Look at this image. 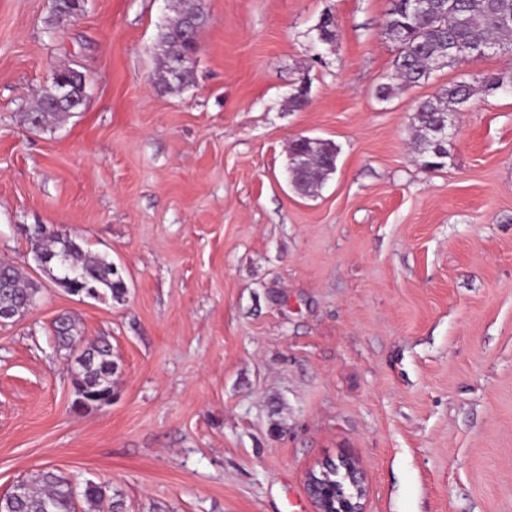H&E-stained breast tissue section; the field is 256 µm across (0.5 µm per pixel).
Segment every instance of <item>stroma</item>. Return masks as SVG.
Masks as SVG:
<instances>
[{"label":"stroma","instance_id":"1","mask_svg":"<svg viewBox=\"0 0 512 512\" xmlns=\"http://www.w3.org/2000/svg\"><path fill=\"white\" fill-rule=\"evenodd\" d=\"M201 3L193 82L166 93L178 0H85L66 23L0 0V263L33 276L40 224L125 284L97 301L45 279L0 325V497L52 468L126 512H314L307 470L348 454L366 512H512V97H473L439 167L410 128L418 101L512 56L382 101L388 0ZM72 62L85 107L31 126ZM301 135L337 150L310 196L286 181ZM65 314L112 344L101 410L72 408Z\"/></svg>","mask_w":512,"mask_h":512}]
</instances>
